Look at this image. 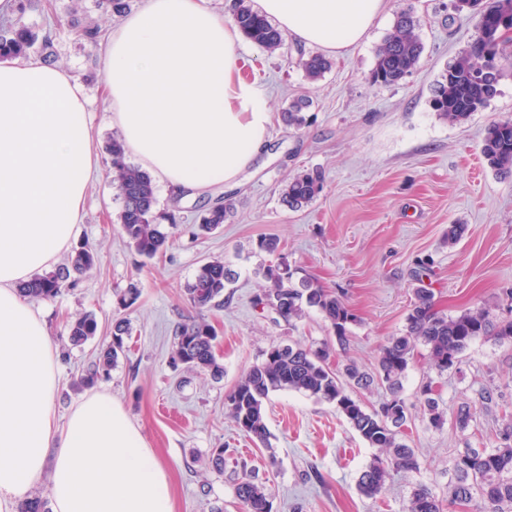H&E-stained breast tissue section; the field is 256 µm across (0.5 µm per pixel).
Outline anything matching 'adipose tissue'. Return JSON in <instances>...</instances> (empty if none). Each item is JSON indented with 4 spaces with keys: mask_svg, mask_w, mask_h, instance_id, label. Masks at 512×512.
Masks as SVG:
<instances>
[{
    "mask_svg": "<svg viewBox=\"0 0 512 512\" xmlns=\"http://www.w3.org/2000/svg\"><path fill=\"white\" fill-rule=\"evenodd\" d=\"M210 0H145L110 35L102 86L124 145L168 191L235 182L270 135L241 73L238 28ZM283 35L336 55L384 0H259ZM92 150L84 86L31 59L0 64V512L46 480L52 512H172L169 475L124 407L98 392L58 418V354L19 291L71 245Z\"/></svg>",
    "mask_w": 512,
    "mask_h": 512,
    "instance_id": "ef3b65f1",
    "label": "adipose tissue"
}]
</instances>
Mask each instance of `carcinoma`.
I'll return each instance as SVG.
<instances>
[{
  "label": "carcinoma",
  "instance_id": "carcinoma-1",
  "mask_svg": "<svg viewBox=\"0 0 512 512\" xmlns=\"http://www.w3.org/2000/svg\"><path fill=\"white\" fill-rule=\"evenodd\" d=\"M30 6V0H14L0 16V62L30 53L51 65L55 31L36 29L21 22L19 16ZM512 12V0H488L481 3L478 24L487 31L498 28L504 10ZM235 22L242 35L270 53L284 44V36L267 16L254 7L252 0H235ZM418 22L410 10L397 17L393 31L376 54L373 79L384 85H395L419 64L423 44L417 34ZM512 63V37L479 39L448 63L447 73L437 81L432 99L433 109L451 123H462L475 112L473 103L482 97L481 75L492 66ZM300 65L311 80L319 79L331 63L319 54L300 58ZM482 155L499 175L512 177V119L489 126L482 140ZM112 183L122 203L121 229L136 252L152 259L166 249L170 235L156 223L154 185L150 175L125 162L121 141L112 140ZM323 177L317 170H307L292 177L285 185L283 202L298 210L311 203L322 191ZM227 210L219 204L204 210L199 229L209 232L224 224ZM97 256L89 248L74 253L66 264L44 275H37L20 288L32 300L56 298L74 275H82L96 264ZM236 276L227 264L209 261L203 264L186 295L191 307L202 311L224 303V289ZM263 277L272 283L258 298L259 304L275 310L287 322L302 318L305 309L320 312L330 326L340 350H345L351 335L350 326L357 315L343 298L309 278L293 282V272L281 262L263 269ZM97 321L91 314L70 324L69 340L80 346L96 335ZM127 324L113 326L112 345L103 349L98 361L85 377L92 383L108 372L122 348V335ZM481 336L512 342V320L497 321L481 310H465L448 315L436 308L434 294L425 288L414 289V302L406 317V325L378 348L375 372L362 370L349 362L335 370L329 366L334 354L325 343L312 349L296 345H276L275 352L253 365L240 378L227 399V408L237 426L251 439L268 443L264 402L270 393L288 390L302 393L336 405L351 427L371 448L379 449L361 471L358 488L367 497H375L385 489L393 474L419 469L418 457L402 439L408 421V407L401 397L402 379L414 361L417 346L428 348L433 369L442 375L461 364L471 342ZM216 332L204 320L189 318L175 332L174 363L194 372H208L221 377L224 367L216 354ZM385 390L378 404L368 406L358 396L374 387ZM497 403L489 388H481L469 402L457 408L456 427L465 432L476 420V409H487ZM420 404L430 424H443L432 381L420 388ZM454 480L448 483V505H457L468 512H512V422L496 430L494 443L480 448L467 447L448 461ZM243 512H271V489L252 477L242 478L235 488ZM408 512H444L443 500L426 486L416 487Z\"/></svg>",
  "mask_w": 512,
  "mask_h": 512
}]
</instances>
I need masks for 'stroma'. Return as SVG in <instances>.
I'll list each match as a JSON object with an SVG mask.
<instances>
[{"mask_svg": "<svg viewBox=\"0 0 512 512\" xmlns=\"http://www.w3.org/2000/svg\"><path fill=\"white\" fill-rule=\"evenodd\" d=\"M53 4L49 14L28 8L22 20L55 29L56 65L83 83L94 101L92 141L100 163L73 242L91 246L97 265L55 300L36 304L58 353V417L86 396L110 393L167 468L173 512H241L234 485L249 474L272 488L271 512H407L411 491L421 483L447 496L448 460L465 446L454 424L457 407L484 386L498 394L499 405L477 412L479 431L489 432L512 416V344L479 338L460 366L441 376L431 368L427 348H419L402 396L409 408L404 440L420 468L395 475L373 498L357 482L374 451L333 404L288 390L271 393L265 446L237 426L225 404L272 345L308 347L329 336L316 310L291 326L257 305V295L268 286L261 270L273 260L258 248L263 237L277 238L290 265L342 294L358 316L347 351L337 355L342 364L353 360L373 370L379 345L404 328L413 290L420 286L434 293L447 314L478 307L493 319H512V177L497 175L481 153L486 128L512 118V66L497 95L468 121L448 122L431 107L436 81L475 37L476 17L449 11L448 0H384L381 18L363 40L331 56V68L314 81L299 63L305 46L289 40L271 54L240 39L244 74L258 80L269 97V140L237 186L177 196L156 186V214L175 215L176 223L166 252L149 260L121 232L108 151L120 130L99 91L102 47L75 34L76 27L93 21L109 35L121 18L103 12L98 0ZM406 7L420 21L422 57L398 84L375 83L377 50ZM301 97L311 104L305 125L296 128L282 114ZM308 169L322 171L323 189L308 207L290 210L282 189ZM219 202L231 206L224 224L199 233V215ZM452 224L466 227L453 246L447 239ZM214 260L236 273L223 306L203 313L217 333L224 367L218 380L172 362L175 329L193 313L185 289L199 266ZM131 287L138 298L122 307L120 296ZM82 313L95 316L98 332L74 346L69 323ZM117 318L131 327L117 361L107 375L82 384L83 370L111 343ZM429 377L442 398L444 422L438 427L429 425L417 401ZM217 448L224 451L220 472L209 463Z\"/></svg>", "mask_w": 512, "mask_h": 512, "instance_id": "35a3bbf8", "label": "stroma"}]
</instances>
